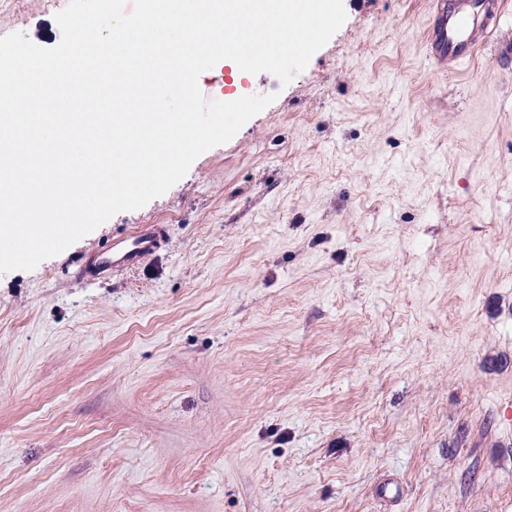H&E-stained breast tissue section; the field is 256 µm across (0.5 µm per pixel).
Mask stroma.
<instances>
[{
    "instance_id": "stroma-1",
    "label": "stroma",
    "mask_w": 512,
    "mask_h": 512,
    "mask_svg": "<svg viewBox=\"0 0 512 512\" xmlns=\"http://www.w3.org/2000/svg\"><path fill=\"white\" fill-rule=\"evenodd\" d=\"M343 6L288 85L202 73L274 100L167 192L0 274V512H512V7L450 73L429 0ZM164 224H140L132 231L91 251L77 261L76 277L91 281L116 270L137 268L146 258L156 255L167 240Z\"/></svg>"
}]
</instances>
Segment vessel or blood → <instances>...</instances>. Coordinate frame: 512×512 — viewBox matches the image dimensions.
Here are the masks:
<instances>
[{"label": "vessel or blood", "mask_w": 512, "mask_h": 512, "mask_svg": "<svg viewBox=\"0 0 512 512\" xmlns=\"http://www.w3.org/2000/svg\"><path fill=\"white\" fill-rule=\"evenodd\" d=\"M507 7L506 0H431L424 34L428 56L452 69L468 67L484 40L497 30ZM167 235L166 225H138L81 257L76 276L91 281L117 270L135 269L163 248Z\"/></svg>", "instance_id": "1"}]
</instances>
